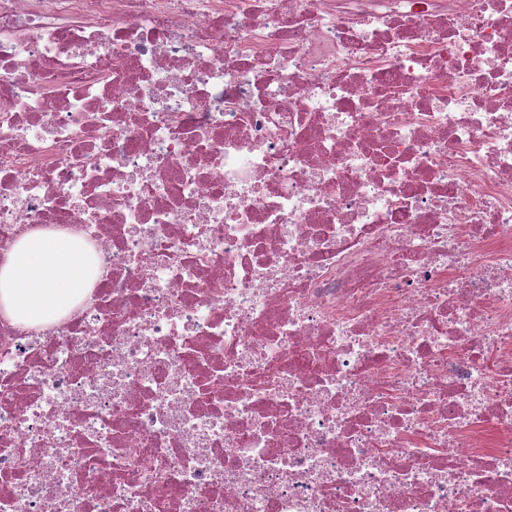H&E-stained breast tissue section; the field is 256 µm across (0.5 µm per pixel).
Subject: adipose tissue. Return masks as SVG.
Masks as SVG:
<instances>
[{"label":"adipose tissue","mask_w":512,"mask_h":512,"mask_svg":"<svg viewBox=\"0 0 512 512\" xmlns=\"http://www.w3.org/2000/svg\"><path fill=\"white\" fill-rule=\"evenodd\" d=\"M92 285L83 240L33 230L0 259V317L28 328L57 323Z\"/></svg>","instance_id":"obj_1"}]
</instances>
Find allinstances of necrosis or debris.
Segmentation results:
<instances>
[{
  "label": "necrosis or debris",
  "instance_id": "obj_1",
  "mask_svg": "<svg viewBox=\"0 0 512 512\" xmlns=\"http://www.w3.org/2000/svg\"><path fill=\"white\" fill-rule=\"evenodd\" d=\"M0 512H512V0H0ZM91 285L88 253L79 236L30 231L0 262V316L28 328L57 323Z\"/></svg>",
  "mask_w": 512,
  "mask_h": 512
}]
</instances>
